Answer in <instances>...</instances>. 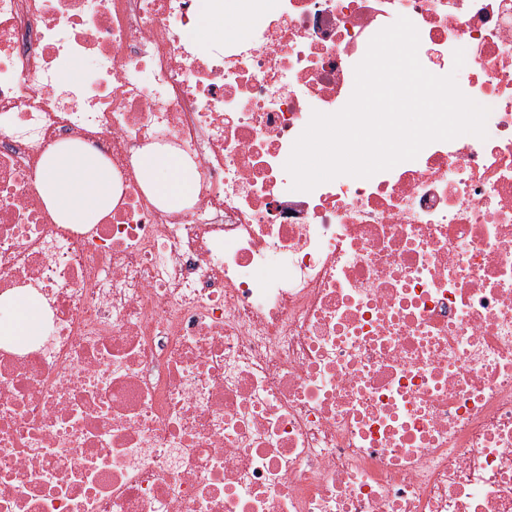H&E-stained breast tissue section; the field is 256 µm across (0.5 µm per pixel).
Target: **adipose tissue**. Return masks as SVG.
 <instances>
[{
	"label": "adipose tissue",
	"instance_id": "obj_1",
	"mask_svg": "<svg viewBox=\"0 0 512 512\" xmlns=\"http://www.w3.org/2000/svg\"><path fill=\"white\" fill-rule=\"evenodd\" d=\"M257 12L250 0H202L198 33L206 39H243ZM139 166L148 191L156 199L191 205L195 166L169 148L156 147L141 155ZM41 198L61 224H93L110 211L120 184L103 157L84 146L62 142L44 159L38 181ZM42 313L38 299L26 290L9 298L7 319H0V335L38 333Z\"/></svg>",
	"mask_w": 512,
	"mask_h": 512
}]
</instances>
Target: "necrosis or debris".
Returning <instances> with one entry per match:
<instances>
[{"label":"necrosis or debris","mask_w":512,"mask_h":512,"mask_svg":"<svg viewBox=\"0 0 512 512\" xmlns=\"http://www.w3.org/2000/svg\"><path fill=\"white\" fill-rule=\"evenodd\" d=\"M200 6L0 0V298L45 313L0 339V512H512V0H275L207 46ZM401 16L486 138L292 190ZM61 141L120 180L96 223L39 194ZM152 144L190 207L147 193ZM139 167L149 193L157 200L184 206L193 203L195 166L192 160L167 147H155L141 155ZM6 320L0 318V335L29 336L40 331L42 313L38 299L26 290H16L9 298Z\"/></svg>","instance_id":"4bbe7bcc"}]
</instances>
